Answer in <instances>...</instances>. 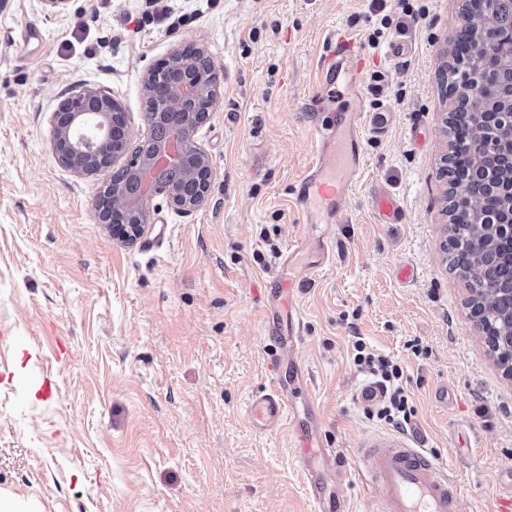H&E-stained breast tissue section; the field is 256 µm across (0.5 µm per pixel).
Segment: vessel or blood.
<instances>
[{
	"instance_id": "1",
	"label": "vessel or blood",
	"mask_w": 512,
	"mask_h": 512,
	"mask_svg": "<svg viewBox=\"0 0 512 512\" xmlns=\"http://www.w3.org/2000/svg\"><path fill=\"white\" fill-rule=\"evenodd\" d=\"M358 53L352 32L330 39L318 60L317 83L303 99V112L312 116L321 111L326 88L338 82L349 95L358 96L363 80L362 66L356 61ZM361 125L359 113L351 112L319 131L313 160L298 180L294 195L308 223L341 222L347 195L362 175ZM376 210L387 224L400 222L405 216L401 202L384 190L376 196ZM292 293L291 282L281 281L264 305L268 335L283 351L288 348V339L280 321L293 310ZM296 384V379L280 378L272 391L254 396L248 406L249 419L261 430L288 422L295 459L318 512H350L347 496L328 498L323 492L325 473L339 478L344 475L338 452L317 440L304 422L289 419V401ZM417 441L418 434L413 431L355 449V469L376 505L375 512H457L458 493L446 467L430 451L418 447Z\"/></svg>"
}]
</instances>
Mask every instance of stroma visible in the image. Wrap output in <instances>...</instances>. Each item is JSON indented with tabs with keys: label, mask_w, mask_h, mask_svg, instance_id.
<instances>
[{
	"label": "stroma",
	"mask_w": 512,
	"mask_h": 512,
	"mask_svg": "<svg viewBox=\"0 0 512 512\" xmlns=\"http://www.w3.org/2000/svg\"><path fill=\"white\" fill-rule=\"evenodd\" d=\"M424 8L406 35L370 0H42L0 11V495L39 512H311L289 429L254 428L249 401L274 376L264 290L289 247L325 243L333 261L298 295L303 340L281 372L310 370L295 412L319 405L343 456L398 429L351 400L367 374L353 343L402 369L411 427L448 465L460 512H495L512 470V379L477 336L469 290L442 248L448 98L441 73L463 0ZM348 30L378 91L352 112H386L345 220L310 224L292 186L312 162L302 97L329 37ZM206 48L222 99L195 133L213 170L190 213L153 202L131 246L95 214L111 177H78L53 156L50 118L72 89L117 99L146 136L143 73L177 47ZM400 199L383 223L374 190ZM416 275L401 279L404 267ZM51 379L56 391L46 396Z\"/></svg>",
	"instance_id": "35a3bbf8"
}]
</instances>
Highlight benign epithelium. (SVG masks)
<instances>
[{
  "label": "benign epithelium",
  "instance_id": "1",
  "mask_svg": "<svg viewBox=\"0 0 512 512\" xmlns=\"http://www.w3.org/2000/svg\"><path fill=\"white\" fill-rule=\"evenodd\" d=\"M481 40L487 46L512 50V29L502 31L486 27ZM142 90L157 100V109L147 113L149 127L171 129L177 150L168 156L180 176L158 183L148 194L138 197L130 184L163 155V142L150 133L136 137L128 127L127 112L116 99L93 85H85L57 104L51 117V144L57 163L79 175H94L104 169L124 173L120 181H108L100 190L110 200L109 210L96 209L99 223L108 225L112 236L131 244L140 238L149 224L151 202L157 195L180 213H188L206 204L212 169L208 153L195 140V132L210 117L221 99L219 69L201 48L191 52L174 49L157 66L147 70ZM494 126L482 130V147L492 148L512 166V94L495 113ZM488 181L464 172L455 176L457 201H469L487 190ZM480 233L464 244L453 233L447 240L454 250L459 270L471 268L473 249L491 237L512 245V214L505 219L491 218L479 225ZM498 284L486 281L475 294L478 306L472 310L475 329L490 347L504 373L512 378V325L506 332H494L483 319V312L497 302Z\"/></svg>",
  "mask_w": 512,
  "mask_h": 512
}]
</instances>
